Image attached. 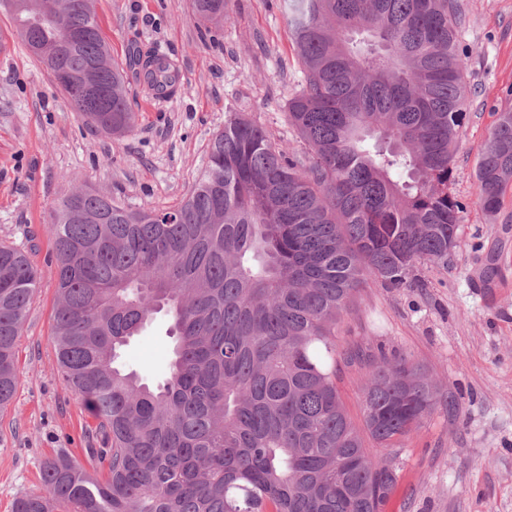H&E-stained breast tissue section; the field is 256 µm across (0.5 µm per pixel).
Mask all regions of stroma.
<instances>
[{"label":"stroma","instance_id":"35a3bbf8","mask_svg":"<svg viewBox=\"0 0 512 512\" xmlns=\"http://www.w3.org/2000/svg\"><path fill=\"white\" fill-rule=\"evenodd\" d=\"M287 0H229L224 26L207 31L190 0H95L113 62L131 41L173 64V100L150 107L129 87L135 131L104 136L17 36L0 8V241L27 250L39 270L17 342L20 382L0 413V512L40 490L42 461L58 453L98 468L103 439L57 371L51 344L57 267L47 228L57 199L78 190L120 197L135 210L180 202L208 161L213 135L236 110L263 125L288 155L307 151L287 118L302 73L290 39ZM459 52L471 84L451 190L464 205L447 266H418L409 286L367 283L336 325L339 351L418 361L454 409L438 407L390 463L395 493L383 512H512V187L496 215L479 202L475 165L497 113L512 111V0H462ZM164 315L135 336L121 363L161 380L170 357ZM366 367L340 363L338 388L362 426Z\"/></svg>","mask_w":512,"mask_h":512}]
</instances>
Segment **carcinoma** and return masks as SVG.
<instances>
[{"label": "carcinoma", "mask_w": 512, "mask_h": 512, "mask_svg": "<svg viewBox=\"0 0 512 512\" xmlns=\"http://www.w3.org/2000/svg\"><path fill=\"white\" fill-rule=\"evenodd\" d=\"M226 6L191 0L209 29L224 26ZM9 12L69 75L94 68L109 111L65 89L88 125L133 132L93 0ZM462 22L460 0H298L288 26L303 81L288 122L308 163L231 112L177 205L135 211L92 190L58 199L51 339L105 433L108 466L92 475L48 458L43 490L14 512H381L397 486L387 458L440 393L408 356L370 364L371 454L336 385V322L365 281L403 286L421 263L448 266L456 247L464 205L450 184L471 95ZM127 69L151 91L179 83L152 48L135 47ZM475 176L496 214L512 185V111L498 114ZM36 288L28 255L0 242V409ZM159 313L174 345L165 379L149 385L119 358Z\"/></svg>", "instance_id": "cac0c4a2"}]
</instances>
